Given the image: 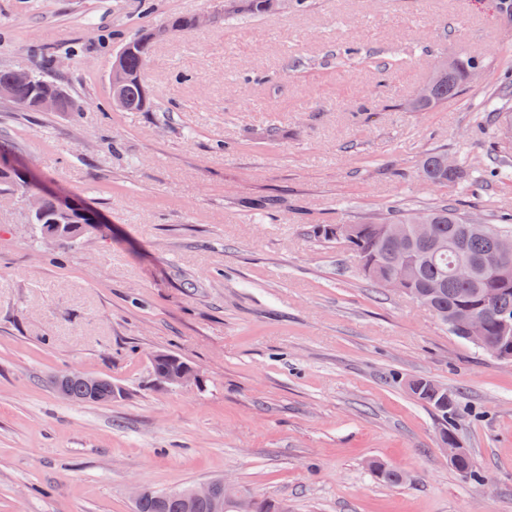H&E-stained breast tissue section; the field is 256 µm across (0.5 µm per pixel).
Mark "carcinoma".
I'll use <instances>...</instances> for the list:
<instances>
[{
	"label": "carcinoma",
	"mask_w": 512,
	"mask_h": 512,
	"mask_svg": "<svg viewBox=\"0 0 512 512\" xmlns=\"http://www.w3.org/2000/svg\"><path fill=\"white\" fill-rule=\"evenodd\" d=\"M247 13L254 17L267 14L265 0H242L233 9L224 10L215 16V22ZM153 38L144 34L123 44L117 53L126 81L120 90L125 110L130 112H149L152 103L141 70V56L152 51ZM482 68L481 62L473 58H457L451 70L436 71L429 79L433 91L428 97L415 96L412 110L428 111L435 106L458 96L467 84L465 73ZM34 80L30 84L15 82L13 72L0 70V87L10 90L11 96L26 112H37L38 100L55 93L58 82L50 75V68L41 64L33 69ZM448 155L430 153L421 162L419 176L428 185L441 180L443 185L455 184L462 178L463 171L456 168L448 172L445 162ZM12 149L0 143V190L12 189L25 195L40 192L42 185L32 180L24 182L18 179L13 170ZM432 221L434 239L447 246L444 252L434 254L432 245L415 238L410 229L415 213L408 210H391V219L395 224L404 225L406 250L400 255L393 254L382 224H357L354 236L345 239L342 244L349 247L356 256L371 264L370 269L359 267L361 274L373 284L384 288L392 276H400L406 281V287L414 293L426 297L428 309L437 319L448 327V332L462 338V334L450 324L459 313H469L481 317L485 323V335L480 349L486 350L503 360H512V338L502 335L503 324H512V257L507 260L509 271L501 269V263L495 260L496 239L500 235H512V217L496 224H488L480 231L468 227L467 214L450 203L439 204L422 210ZM471 263L472 277L467 281L454 278L451 264L456 258ZM67 400L78 404H91L112 399V382L101 379L96 395L88 393L85 383L73 378L67 383ZM417 400L430 405L441 418L442 436L450 441L458 440L456 419L458 402L448 403L443 398L441 386L422 377L415 387L408 388ZM370 469L375 476L387 484L402 483V476L374 461ZM134 512H214L209 500H187L172 492L147 491L134 505Z\"/></svg>",
	"instance_id": "carcinoma-1"
}]
</instances>
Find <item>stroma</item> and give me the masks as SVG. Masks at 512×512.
<instances>
[{
    "label": "stroma",
    "mask_w": 512,
    "mask_h": 512,
    "mask_svg": "<svg viewBox=\"0 0 512 512\" xmlns=\"http://www.w3.org/2000/svg\"><path fill=\"white\" fill-rule=\"evenodd\" d=\"M215 0H0V70L47 60L84 112L0 98V141L43 185L95 211L73 247L35 237L24 197L0 201V512H133L135 487L216 478L283 512H512V361L450 336L424 307L366 281L316 224L455 200L512 214V138L485 112L512 75V12L492 0H304L159 41L153 109L120 112L119 44ZM480 77L426 112L438 60ZM441 150L462 188L421 182ZM171 352L203 389L150 369ZM105 377L111 404L58 397L52 376ZM461 404L484 480L439 452L405 383ZM378 460L408 475L379 481ZM174 357L168 354H155L151 358L154 375L161 383H167L181 388L201 389L204 386V376L193 366L183 364L175 373L167 372L160 366L161 363Z\"/></svg>",
    "instance_id": "35a3bbf8"
}]
</instances>
